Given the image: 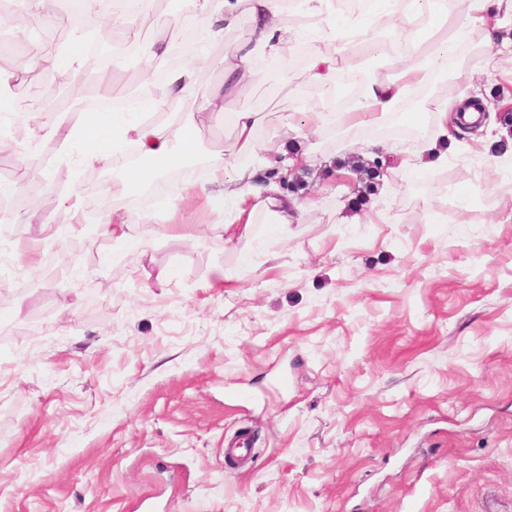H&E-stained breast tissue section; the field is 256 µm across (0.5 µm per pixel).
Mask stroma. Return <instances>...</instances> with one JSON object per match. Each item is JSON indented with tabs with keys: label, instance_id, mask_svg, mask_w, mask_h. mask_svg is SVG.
<instances>
[{
	"label": "stroma",
	"instance_id": "obj_1",
	"mask_svg": "<svg viewBox=\"0 0 512 512\" xmlns=\"http://www.w3.org/2000/svg\"><path fill=\"white\" fill-rule=\"evenodd\" d=\"M323 13L398 42L395 17L380 25L332 0ZM105 48L125 92L154 83L156 65L132 70L120 43ZM449 66L464 76L448 102H480L481 124L430 170L417 156L432 124L408 136L390 115L405 163L372 178L376 129L287 137L281 117L307 114V82L255 62L233 107L266 112L261 154L296 142L308 154L306 209L285 239L260 210L249 238L227 242L223 214L184 192L230 148L224 120L137 207L117 198L120 169L70 162L80 135L47 157L28 134L12 163L31 181L0 218L22 274L0 280V327L15 331L0 343V512H512V17ZM34 184L51 206L29 201ZM76 213L142 215L144 244L59 225ZM33 216L35 243L20 231ZM75 245L74 265L49 275L45 255ZM243 432L249 468L227 469Z\"/></svg>",
	"mask_w": 512,
	"mask_h": 512
}]
</instances>
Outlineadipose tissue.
Wrapping results in <instances>:
<instances>
[{
	"label": "adipose tissue",
	"mask_w": 512,
	"mask_h": 512,
	"mask_svg": "<svg viewBox=\"0 0 512 512\" xmlns=\"http://www.w3.org/2000/svg\"><path fill=\"white\" fill-rule=\"evenodd\" d=\"M488 0H402L399 22L407 60L379 57L369 51V58H382L386 67H398L395 78L366 81L362 97L337 117L339 125L370 128L380 125L396 111L400 103L417 92L429 72L447 73L448 60L466 43L474 27H482L486 45H493L496 27L485 17ZM323 0H303L307 13L317 17V25L294 31L281 26L277 18L282 0H188L186 26L202 31L208 41L224 38L240 18H247L251 36L248 40L226 44L220 65L224 82L206 97L199 109L179 114L176 125L161 122L173 102L191 96L196 85V62L199 53L181 67L171 69L153 97L146 101L148 116L135 122H124L106 112H89L82 121L85 158L88 161L116 160L111 145L131 144L141 161L122 166L123 185L147 184L165 170L178 169L193 154L196 134L203 122L215 114L223 115L232 127L233 152L230 158L216 157L209 163L206 194L208 204L225 215L224 232L228 238H244L251 231L257 211L269 214L276 233L287 234L290 225L298 223L304 205L298 197L282 193L273 182L258 175L261 168L277 164L293 167L299 160L297 150H281L276 159L259 154L256 133L265 120L256 109L230 108L231 97L255 76L252 64L259 58H283L290 44L303 41L308 46L305 62L306 79L319 87H332L337 74L347 68L348 59L323 51L322 42L332 36L330 23L321 19ZM453 16L455 24L449 37L426 44L419 40L414 21L419 17Z\"/></svg>",
	"instance_id": "obj_1"
}]
</instances>
